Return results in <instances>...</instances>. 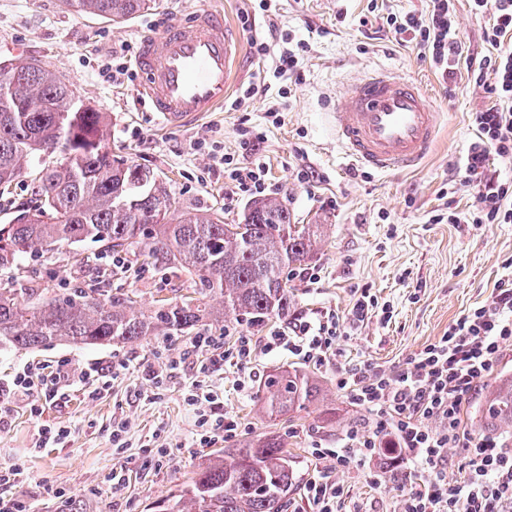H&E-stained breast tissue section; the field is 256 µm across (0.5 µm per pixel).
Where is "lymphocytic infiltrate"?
<instances>
[{
	"instance_id": "1",
	"label": "lymphocytic infiltrate",
	"mask_w": 512,
	"mask_h": 512,
	"mask_svg": "<svg viewBox=\"0 0 512 512\" xmlns=\"http://www.w3.org/2000/svg\"><path fill=\"white\" fill-rule=\"evenodd\" d=\"M426 16L388 14L382 23L396 40L420 47L424 60L438 71L448 87H455L464 53L457 23L456 0H430ZM476 13L490 22L483 39L490 47L470 76L482 88L490 106L472 114L477 140L463 162L465 180L477 189L476 203L465 212L434 215L435 223L511 224L512 180H500L488 172L491 157L512 161V0H471ZM225 189L233 195L258 197L265 193L263 165L234 166L224 160ZM344 330L337 314L316 324L301 326L294 335L274 334L266 349H282L321 364L327 361ZM512 343V288L498 286L488 303L467 311L449 325L435 343L411 357L399 375L370 366L341 368L336 379L353 404L376 417L370 432L347 431L339 448H313V456L331 458L336 471L358 466L372 481H381L387 467L379 459L390 455L389 467L406 464L420 469L426 478L401 496L399 512H504L512 505V448L496 437L472 435L462 425V407ZM110 369H77L71 360L57 362L52 371L27 367L13 381L15 394L59 401L71 387L86 384L109 389ZM195 411L193 439L211 445L235 436V417L216 409L218 397L195 388L187 397ZM467 451L466 475L450 478L444 468L449 449Z\"/></svg>"
}]
</instances>
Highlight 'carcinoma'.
I'll use <instances>...</instances> for the list:
<instances>
[{
  "label": "carcinoma",
  "mask_w": 512,
  "mask_h": 512,
  "mask_svg": "<svg viewBox=\"0 0 512 512\" xmlns=\"http://www.w3.org/2000/svg\"><path fill=\"white\" fill-rule=\"evenodd\" d=\"M75 10L122 22L149 0H66ZM108 117L70 84L41 67L21 78L0 74V188L41 154L64 161L43 169L38 206L0 224V270L17 269L31 254L93 243L110 254L136 246L156 265H179L198 279L200 293L220 298L217 308L192 297L159 300L149 316L133 310L131 296L77 289L31 302L29 284L0 288V349L34 351L53 343L103 346L146 336H181L209 322L249 318L261 322L288 314L284 269L308 262L324 236L322 224H294L277 199L251 203L238 224L213 213L175 216L178 206L162 179L132 161L112 156ZM322 402L302 372L266 378L262 409L270 416ZM481 427L512 431V374L483 396ZM295 461L286 444L266 435L217 453L194 472L164 512H287Z\"/></svg>",
  "instance_id": "carcinoma-1"
}]
</instances>
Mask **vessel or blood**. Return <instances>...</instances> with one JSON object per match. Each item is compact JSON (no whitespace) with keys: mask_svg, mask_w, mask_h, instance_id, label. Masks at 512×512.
<instances>
[{"mask_svg":"<svg viewBox=\"0 0 512 512\" xmlns=\"http://www.w3.org/2000/svg\"><path fill=\"white\" fill-rule=\"evenodd\" d=\"M239 63L240 36L223 12L198 10L142 41L136 99L166 125H184L223 106ZM439 129L425 86L385 70L350 82L336 104L338 142L352 161L377 173L418 167Z\"/></svg>","mask_w":512,"mask_h":512,"instance_id":"1","label":"vessel or blood"}]
</instances>
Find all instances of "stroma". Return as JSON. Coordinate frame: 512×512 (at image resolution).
I'll return each mask as SVG.
<instances>
[{"mask_svg":"<svg viewBox=\"0 0 512 512\" xmlns=\"http://www.w3.org/2000/svg\"><path fill=\"white\" fill-rule=\"evenodd\" d=\"M151 0L150 7L115 24L76 12L62 0H0V54L20 48V58L62 75L78 94L109 116L108 145L114 156L133 160L157 174L180 210L218 214L238 223L248 199L224 194L223 157L239 166L263 163L272 195L285 204L297 224H321L325 237L306 264L285 269L292 290L287 316L253 324L228 320L209 325L215 345L231 347L250 337L256 347L251 363L201 369V352L188 336H148L108 346L52 344L35 351L0 350V413L8 424L0 431V466L22 471L21 482L0 485V499H19L31 512H158L160 500L178 494L213 447H191L195 415L186 397L197 385L217 393L224 413L233 415L242 440L273 431L295 461L296 483L288 512H310L304 496L308 480L325 472L350 489L343 512H397L408 486L387 474L373 483L362 469L335 471L331 459L314 457L313 445L338 448L349 426L371 427L374 417L350 402L336 385L337 362L369 364L396 374L414 354L437 341L449 324L488 300L512 276V224H435L431 218L448 207L468 211L475 190L463 181L462 157L476 139L471 114L487 99L468 81L447 90L441 78L412 44H398L376 24L361 25L372 0ZM212 8L238 28L244 42L269 46L267 56L244 49L242 75L229 99L261 84L285 47V36L305 40L299 80L280 79L269 91L246 101L240 111L219 109L187 127L164 126L156 113L134 99L138 76L134 56L141 40L190 13ZM464 53L478 59L487 52L482 32L488 15L457 0ZM123 64L125 75L110 80L99 69ZM385 68L414 77L426 87L443 114V131L434 155L417 172L377 174L352 164L336 139L331 114L347 82ZM282 115L280 125L266 124L267 111ZM41 169L29 162L8 191H0V224L37 205L35 180ZM307 173L298 181V173ZM79 271L67 259L42 263L30 256L23 274L36 287L59 292L76 288L131 291L136 309L151 314L160 298L192 294L189 274L137 261L134 254L92 261ZM375 306L361 322L348 325L337 341L339 361L303 362L287 352L266 351L267 336L316 322L326 312L349 316L359 299ZM88 367L112 366L109 392L89 399L82 387L44 403L34 416L28 400L10 392L26 364L55 366L60 359ZM181 364L155 384L150 373L172 359ZM313 373L334 408L325 422L317 410L269 417L258 400L267 375L291 370ZM49 423L68 432L64 443L40 448L37 428ZM125 425L127 448H113L110 432ZM166 456H159V449ZM123 467L121 488L112 486V470Z\"/></svg>","mask_w":512,"mask_h":512,"instance_id":"1","label":"stroma"}]
</instances>
